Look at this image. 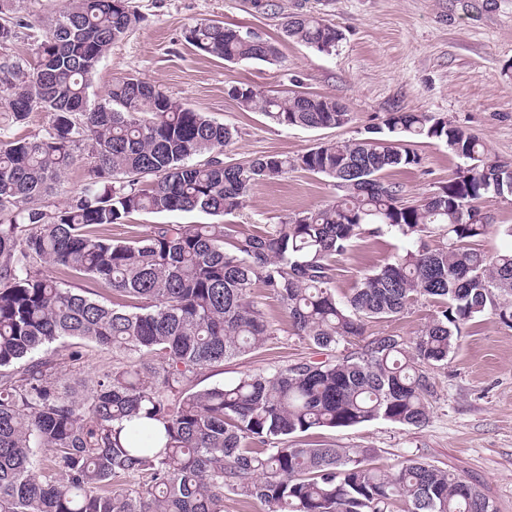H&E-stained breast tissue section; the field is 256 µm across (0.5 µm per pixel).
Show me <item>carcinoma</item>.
<instances>
[{
	"mask_svg": "<svg viewBox=\"0 0 512 512\" xmlns=\"http://www.w3.org/2000/svg\"><path fill=\"white\" fill-rule=\"evenodd\" d=\"M19 0H0V45L23 20ZM139 17L130 0H62L42 20L29 67L0 60V512H224L231 493L266 512H497L459 475L409 458L383 469L370 448L306 447L288 439L313 428L375 420L419 427L429 419L431 371L448 363L462 326L512 296V248L473 246L491 225L478 206L512 198V164L459 126L425 112H390L361 136L291 156L224 161L230 126L137 76L116 79L91 101L89 78ZM283 34L325 54L342 32L306 14ZM185 41L227 62L279 60L275 42L222 23L186 28ZM278 127L338 128L350 112L332 96L273 94L244 84L230 92ZM41 110L42 136L8 135ZM437 140L473 165L417 203L384 173L421 164L413 143ZM204 160H199V157ZM79 159L88 182L67 202L43 204ZM336 186L323 206L246 231L232 224H153L132 240L112 227L134 213L227 216L259 181L295 170ZM393 232L415 242L336 298L333 263L366 236ZM446 239L432 249L433 231ZM83 277L140 300L108 306ZM262 284L323 360L245 373L196 388L198 373L250 354L277 335L252 288ZM421 299L436 316L411 339L364 335ZM354 340L358 349L337 356ZM61 343L76 361L87 344L112 349L120 365L86 394L59 386Z\"/></svg>",
	"mask_w": 512,
	"mask_h": 512,
	"instance_id": "1",
	"label": "carcinoma"
}]
</instances>
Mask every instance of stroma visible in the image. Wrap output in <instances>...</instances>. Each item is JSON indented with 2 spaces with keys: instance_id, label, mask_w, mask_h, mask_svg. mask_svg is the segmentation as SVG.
<instances>
[{
  "instance_id": "35a3bbf8",
  "label": "stroma",
  "mask_w": 512,
  "mask_h": 512,
  "mask_svg": "<svg viewBox=\"0 0 512 512\" xmlns=\"http://www.w3.org/2000/svg\"><path fill=\"white\" fill-rule=\"evenodd\" d=\"M262 12L250 0H132L139 20L116 41L98 64L89 87L103 97L114 79L134 75L159 84L171 97L207 113L236 131L224 158L239 162L271 153L293 155L330 140L359 136L382 125L387 113L413 110L444 118L475 135L488 152L512 164V0H275ZM56 0H22L25 22L6 52L25 64L34 59L42 33L40 19ZM313 13L343 34L332 54L317 52L284 38L285 17ZM205 22L249 30L277 41L281 60L230 63L205 56L183 38L185 29ZM250 84L271 91H301L335 97L345 103L350 121L340 128H281L258 112H248L228 93ZM422 163L388 171L411 199L447 182L458 164L447 147L434 140L416 145ZM336 193L332 181L295 171L275 182L254 185L231 223L250 229L278 224L294 213L314 209ZM492 225L476 246L495 254L512 245L502 226L512 225V202L495 195L481 200ZM411 239L391 233L358 240L336 263L337 299L388 258L411 247ZM262 302L279 329L275 339L247 356L204 370L203 387L244 373L316 359L306 340L293 335L278 301L262 287ZM436 303L423 300L403 316L367 323L370 336H415L434 316ZM113 365L109 349L86 345L78 360H57L62 381L93 383ZM435 396L428 422L419 428L376 420L349 428H316L300 434L305 443L343 448L371 447L381 467L418 458L449 469L497 505L512 512V325L488 313L466 325L444 368L432 373Z\"/></svg>"
}]
</instances>
